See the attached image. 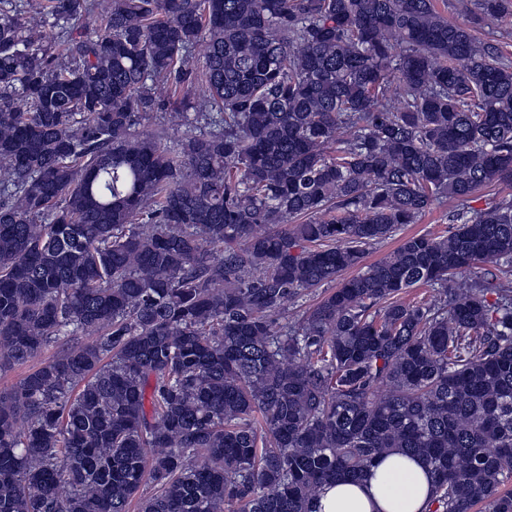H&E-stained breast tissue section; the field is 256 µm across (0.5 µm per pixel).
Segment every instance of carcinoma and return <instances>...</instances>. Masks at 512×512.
Returning <instances> with one entry per match:
<instances>
[{
    "label": "carcinoma",
    "instance_id": "carcinoma-1",
    "mask_svg": "<svg viewBox=\"0 0 512 512\" xmlns=\"http://www.w3.org/2000/svg\"><path fill=\"white\" fill-rule=\"evenodd\" d=\"M491 185L512 57L435 0H0V372L58 347L0 391V512H316L395 451L512 512V194L365 265ZM500 188L501 187L481 188L466 202L447 200L436 205L433 210L423 215L417 224H409L402 231L398 232L393 239L387 240L371 250L367 258V263L379 261L386 255L392 253L397 248L400 239L404 236L427 233L445 235L446 231H448L449 234L453 224H450L448 221V216L452 211L463 207H465V209L471 208L474 210L485 208L487 202L499 196L498 191Z\"/></svg>",
    "mask_w": 512,
    "mask_h": 512
}]
</instances>
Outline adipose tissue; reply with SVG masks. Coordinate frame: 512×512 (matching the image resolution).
I'll return each instance as SVG.
<instances>
[{"instance_id":"obj_1","label":"adipose tissue","mask_w":512,"mask_h":512,"mask_svg":"<svg viewBox=\"0 0 512 512\" xmlns=\"http://www.w3.org/2000/svg\"><path fill=\"white\" fill-rule=\"evenodd\" d=\"M433 478L419 460L397 453L373 464L360 481L344 479L321 490L317 512H427Z\"/></svg>"}]
</instances>
